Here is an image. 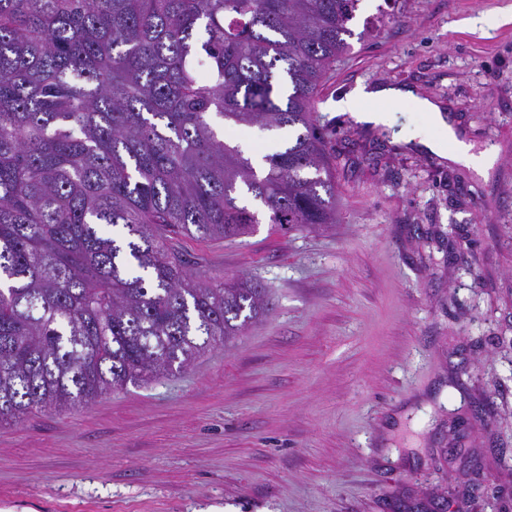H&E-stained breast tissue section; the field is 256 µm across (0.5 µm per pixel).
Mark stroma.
I'll return each mask as SVG.
<instances>
[{"instance_id": "1", "label": "stroma", "mask_w": 512, "mask_h": 512, "mask_svg": "<svg viewBox=\"0 0 512 512\" xmlns=\"http://www.w3.org/2000/svg\"><path fill=\"white\" fill-rule=\"evenodd\" d=\"M512 0H404L316 100L336 221L184 238L193 276H245L271 310L182 371L0 425V512H512ZM414 88L487 176L428 153L412 102L386 127L338 100ZM245 156L288 130L230 128Z\"/></svg>"}]
</instances>
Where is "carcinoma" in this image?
Wrapping results in <instances>:
<instances>
[{
	"label": "carcinoma",
	"instance_id": "carcinoma-1",
	"mask_svg": "<svg viewBox=\"0 0 512 512\" xmlns=\"http://www.w3.org/2000/svg\"><path fill=\"white\" fill-rule=\"evenodd\" d=\"M0 0V424L172 375L270 300L174 240L336 223L318 88L401 0ZM297 128L260 167L218 137ZM125 230L121 238L113 228Z\"/></svg>",
	"mask_w": 512,
	"mask_h": 512
}]
</instances>
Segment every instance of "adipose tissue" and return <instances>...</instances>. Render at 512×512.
Returning <instances> with one entry per match:
<instances>
[{
	"label": "adipose tissue",
	"mask_w": 512,
	"mask_h": 512,
	"mask_svg": "<svg viewBox=\"0 0 512 512\" xmlns=\"http://www.w3.org/2000/svg\"><path fill=\"white\" fill-rule=\"evenodd\" d=\"M410 98L415 99L419 109L427 113L437 131L436 137L426 143L431 152L481 174L493 167L496 158L494 150H474L470 142L458 137L448 115L438 104L427 98L415 97L413 91L382 85L365 86L356 98L342 101L340 107L351 113L357 122L379 126L385 124L386 115L378 110V103H393Z\"/></svg>",
	"instance_id": "adipose-tissue-1"
}]
</instances>
